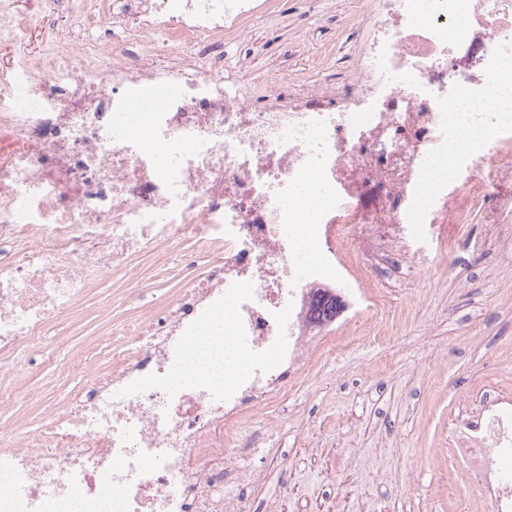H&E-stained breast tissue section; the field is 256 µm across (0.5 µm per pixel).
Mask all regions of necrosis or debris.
<instances>
[{
    "label": "necrosis or debris",
    "mask_w": 512,
    "mask_h": 512,
    "mask_svg": "<svg viewBox=\"0 0 512 512\" xmlns=\"http://www.w3.org/2000/svg\"><path fill=\"white\" fill-rule=\"evenodd\" d=\"M345 80L290 93L286 79L224 74V45L275 21L278 0H38L65 11L38 52L15 0H0V377L54 319L147 253L184 239L198 279L139 317L76 399L23 434L0 429V512H244L225 484L258 481L242 432L305 361L313 306L355 296L360 328L384 333L388 304L353 251L357 186L375 184L385 224H425L449 196L512 159V0H358ZM482 135L456 189L432 170L460 128ZM315 177L327 201L301 206ZM228 322L247 365L232 383L184 374L189 346ZM452 423L451 457L493 512H512V386L478 388Z\"/></svg>",
    "instance_id": "necrosis-or-debris-1"
}]
</instances>
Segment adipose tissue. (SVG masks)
<instances>
[{
	"mask_svg": "<svg viewBox=\"0 0 512 512\" xmlns=\"http://www.w3.org/2000/svg\"><path fill=\"white\" fill-rule=\"evenodd\" d=\"M246 359L234 345L230 333L206 336L188 350V375L209 376L232 381L238 370L244 367Z\"/></svg>",
	"mask_w": 512,
	"mask_h": 512,
	"instance_id": "obj_1",
	"label": "adipose tissue"
}]
</instances>
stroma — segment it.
<instances>
[{"instance_id": "stroma-1", "label": "stroma", "mask_w": 512, "mask_h": 512, "mask_svg": "<svg viewBox=\"0 0 512 512\" xmlns=\"http://www.w3.org/2000/svg\"><path fill=\"white\" fill-rule=\"evenodd\" d=\"M357 0H279L281 17L255 21L260 49L224 46L225 65L247 56L248 79L315 80L316 60L335 71L349 51L342 31ZM438 224H412L401 249L394 225L376 223L384 199L358 190L365 224L358 249L387 252L371 282L385 290L393 325L371 344L353 326L325 327L352 339L295 373L284 399L249 430L272 429L273 445L248 462L263 476L245 512H452L458 482L448 453L449 421L469 413L468 396L486 373L512 374V166ZM191 242L141 259L134 282H104L74 313L54 320L14 377L48 401H68L89 381L81 360L107 361L112 342L144 311L166 305L198 275L182 261ZM72 366L68 379L57 368Z\"/></svg>"}]
</instances>
